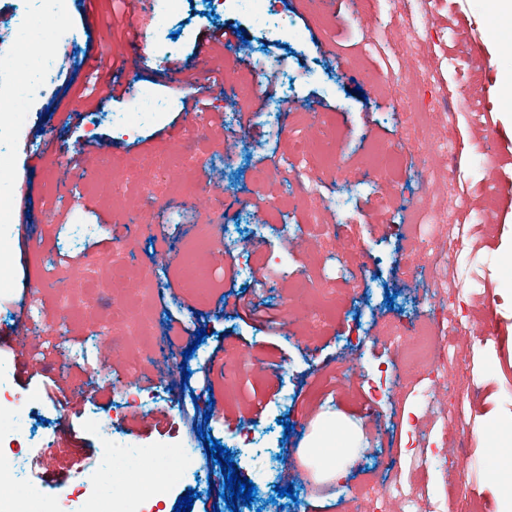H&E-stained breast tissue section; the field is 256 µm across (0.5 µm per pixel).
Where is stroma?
I'll return each instance as SVG.
<instances>
[{
    "mask_svg": "<svg viewBox=\"0 0 512 512\" xmlns=\"http://www.w3.org/2000/svg\"><path fill=\"white\" fill-rule=\"evenodd\" d=\"M265 8L262 30L222 0H185L159 47L128 0H97L95 23L69 0L57 21L75 38L59 44L51 92L0 135V364L32 400L22 479L65 501L110 438L168 445L196 471L155 493L159 512L190 490L191 512H216L224 474L189 430L188 385L212 390L209 435L257 489L239 512H360L370 495L375 512H497L481 429L512 419V55L498 46L512 18L492 0ZM229 26L244 41L199 63V40ZM136 27L152 65H129ZM175 59L206 128L158 77ZM100 67L163 111L117 126L137 99L89 91ZM99 140L111 151L88 165L81 150ZM304 149L320 163L279 181L276 165ZM230 290L238 312L219 311ZM172 318L187 330L170 340ZM426 328L436 339L420 347L388 339ZM22 343L37 357L26 377ZM443 353L452 366L426 378ZM345 421L359 429L346 476L320 486L301 450ZM286 486L293 497H277Z\"/></svg>",
    "mask_w": 512,
    "mask_h": 512,
    "instance_id": "35a3bbf8",
    "label": "stroma"
}]
</instances>
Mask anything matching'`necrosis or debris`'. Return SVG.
Instances as JSON below:
<instances>
[{"mask_svg":"<svg viewBox=\"0 0 512 512\" xmlns=\"http://www.w3.org/2000/svg\"><path fill=\"white\" fill-rule=\"evenodd\" d=\"M60 37L58 29L42 28L39 37L17 47L0 48V130L13 124L25 111L34 93H49L53 85L51 67ZM27 401L0 384V512H145L147 494L137 492L117 496L104 493L100 472H107L115 484L150 483L162 487L172 474L159 468L157 459L167 457L168 449L143 452L134 444L118 442L106 449L95 473L81 477L73 499L50 507L35 485L19 488L22 457V407Z\"/></svg>","mask_w":512,"mask_h":512,"instance_id":"necrosis-or-debris-1","label":"necrosis or debris"}]
</instances>
